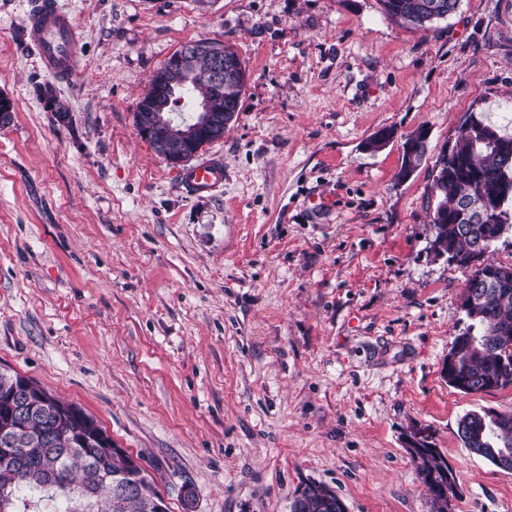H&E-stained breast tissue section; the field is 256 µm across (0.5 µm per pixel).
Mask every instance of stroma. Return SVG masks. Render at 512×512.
I'll return each instance as SVG.
<instances>
[{
	"instance_id": "35a3bbf8",
	"label": "stroma",
	"mask_w": 512,
	"mask_h": 512,
	"mask_svg": "<svg viewBox=\"0 0 512 512\" xmlns=\"http://www.w3.org/2000/svg\"><path fill=\"white\" fill-rule=\"evenodd\" d=\"M0 0V369L95 416L169 512H291L315 480L346 512H431L407 448L439 449L453 512H512V472L463 447L443 360L467 321L468 268L433 247L434 164L470 113L512 107V0H460L418 30L379 0H60L84 69L51 81ZM232 44L241 110L205 148L224 182L186 192L136 105L190 41ZM428 152L407 180L402 144ZM394 130L378 152L363 143ZM428 132L420 128L405 137L402 165L398 173L400 179L408 178L421 164L428 151Z\"/></svg>"
}]
</instances>
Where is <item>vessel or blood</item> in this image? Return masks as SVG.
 Masks as SVG:
<instances>
[{"label": "vessel or blood", "mask_w": 512, "mask_h": 512, "mask_svg": "<svg viewBox=\"0 0 512 512\" xmlns=\"http://www.w3.org/2000/svg\"><path fill=\"white\" fill-rule=\"evenodd\" d=\"M27 29L48 74L67 82L81 69L82 37L71 14L58 0H33L27 14ZM183 184L198 193L218 187L224 181V166L213 157H199L180 173Z\"/></svg>", "instance_id": "obj_1"}]
</instances>
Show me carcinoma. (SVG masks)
Masks as SVG:
<instances>
[{"instance_id": "cac0c4a2", "label": "carcinoma", "mask_w": 512, "mask_h": 512, "mask_svg": "<svg viewBox=\"0 0 512 512\" xmlns=\"http://www.w3.org/2000/svg\"><path fill=\"white\" fill-rule=\"evenodd\" d=\"M379 2L388 18L426 29L459 0ZM208 71L209 61L196 59L185 73L183 87L140 99L135 117L154 133L170 136L174 130L161 120L183 107H195L198 95L216 99L224 113L240 112L239 80L226 76L224 85L216 86L209 82ZM40 95L57 121L67 123L69 109L58 101L54 86L45 84ZM427 135V130L420 128L405 137L399 178H408L425 158ZM431 193L436 198L432 244L445 251L453 249L457 266H475L480 258L473 255L470 234L495 242L500 238V225L512 223V137L481 118L476 123L464 122L451 152H441L435 162ZM467 207L490 215L487 223L474 224L464 234L461 225L466 221ZM477 332L486 337L481 347L461 335L453 340L460 373L479 391L512 387V280L487 289ZM38 391L42 400L13 442V447L27 449L26 458L21 462L0 461V512H28L35 493L41 494L47 512H154L158 492L149 473L142 472L134 481L128 479L129 455L103 449L99 439L103 428L94 418L86 413L75 417L63 412L64 401L41 386ZM457 436L469 451L494 464L505 454L512 458V413L501 414L500 420L486 429L473 421L457 428ZM410 455L428 489L433 512H442L437 504L447 496L452 468L438 451H412ZM130 481L135 483L130 495L122 498L110 493L114 483ZM298 492L301 500L296 512H336L339 497L328 486L307 481Z\"/></svg>"}]
</instances>
